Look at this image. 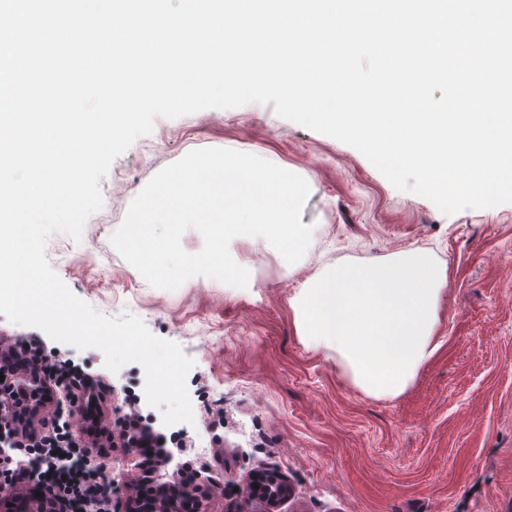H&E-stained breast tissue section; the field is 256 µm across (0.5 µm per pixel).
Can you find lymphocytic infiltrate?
<instances>
[{
  "label": "lymphocytic infiltrate",
  "mask_w": 512,
  "mask_h": 512,
  "mask_svg": "<svg viewBox=\"0 0 512 512\" xmlns=\"http://www.w3.org/2000/svg\"><path fill=\"white\" fill-rule=\"evenodd\" d=\"M0 367L21 368L30 373L42 368L59 380L78 379L83 389L80 435L71 434L64 422L59 421L41 437L21 438L23 456L12 459L5 471L6 480L21 487L17 502L39 495L51 512H114L117 497L113 485L93 453L94 445L107 441L99 412L101 384L51 363L35 346L1 356ZM125 423L133 432L144 471H152L158 460L168 458L162 433L146 419L130 413ZM196 474L194 466L184 461L178 463L173 481L142 482L135 492L139 512H154V504L160 497L173 498L178 512H197L198 499L189 492L196 482Z\"/></svg>",
  "instance_id": "f902f5d3"
}]
</instances>
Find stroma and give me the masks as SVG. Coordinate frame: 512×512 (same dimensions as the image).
Masks as SVG:
<instances>
[{"mask_svg":"<svg viewBox=\"0 0 512 512\" xmlns=\"http://www.w3.org/2000/svg\"><path fill=\"white\" fill-rule=\"evenodd\" d=\"M165 125L177 136L167 152L159 131L139 137L101 179L103 207L81 238L51 236L46 256L77 297L104 315L140 318L194 360L196 413L182 451L209 446L197 467L224 487L210 512H224L225 498L263 467L294 490L281 512H512V203L443 214L395 189L355 148L262 109H207ZM237 146L263 148L277 166L311 177L305 255L288 267L238 236L229 252L249 272L246 287L204 276L176 293L152 287L110 241L131 201L186 153ZM408 249L448 267L442 345L403 394L375 399L333 353L301 340L292 302L336 264L382 263ZM0 338L39 340L56 363L112 384L125 410L132 371L111 372L102 352L1 314Z\"/></svg>","mask_w":512,"mask_h":512,"instance_id":"stroma-1","label":"stroma"}]
</instances>
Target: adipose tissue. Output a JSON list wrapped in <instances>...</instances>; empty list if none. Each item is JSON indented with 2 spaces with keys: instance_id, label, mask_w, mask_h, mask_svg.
I'll use <instances>...</instances> for the list:
<instances>
[{
  "instance_id": "1",
  "label": "adipose tissue",
  "mask_w": 512,
  "mask_h": 512,
  "mask_svg": "<svg viewBox=\"0 0 512 512\" xmlns=\"http://www.w3.org/2000/svg\"><path fill=\"white\" fill-rule=\"evenodd\" d=\"M446 265L405 251L371 266L336 265L301 289L292 306L298 335L336 354L366 395L396 398L438 351Z\"/></svg>"
}]
</instances>
